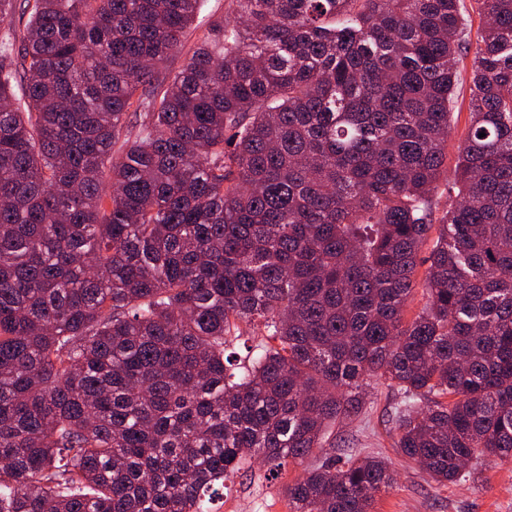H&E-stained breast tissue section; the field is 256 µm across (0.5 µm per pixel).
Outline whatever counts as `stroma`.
I'll return each mask as SVG.
<instances>
[{"mask_svg": "<svg viewBox=\"0 0 512 512\" xmlns=\"http://www.w3.org/2000/svg\"><path fill=\"white\" fill-rule=\"evenodd\" d=\"M459 68L461 82L453 103V131L448 142V157L452 160L457 157L469 123L472 97L470 59H463ZM399 400L396 389L374 382L360 417L335 428L346 447L392 463L395 483L375 499L372 512H512V464L489 462L478 467L475 474L442 485L404 459L394 446L391 431V417ZM302 472V466L291 464L279 479L269 482L263 478L261 459H252L240 475L227 480L225 490L210 503V512H288L282 488Z\"/></svg>", "mask_w": 512, "mask_h": 512, "instance_id": "stroma-1", "label": "stroma"}]
</instances>
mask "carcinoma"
Listing matches in <instances>:
<instances>
[{
    "label": "carcinoma",
    "mask_w": 512,
    "mask_h": 512,
    "mask_svg": "<svg viewBox=\"0 0 512 512\" xmlns=\"http://www.w3.org/2000/svg\"><path fill=\"white\" fill-rule=\"evenodd\" d=\"M204 2L0 37V512H209L314 453L289 512H369L390 465L331 429L371 377L433 480L512 463V0H476L451 180L464 0H229L159 78ZM202 19V16H200L199 22L201 23L198 28L195 30H191L187 41L185 43V47L181 54L178 56L172 58L167 63V72L170 74V76H174L183 66V64L186 62V60L191 56L194 44L199 40V37L202 34V31L205 28L206 21L200 22ZM471 51L466 58L459 64L462 81L458 85L455 100L453 103V116L451 126L454 128L452 136L448 141V178L454 174V166L457 157V148L464 138L466 128L469 123L471 92Z\"/></svg>",
    "instance_id": "carcinoma-1"
}]
</instances>
